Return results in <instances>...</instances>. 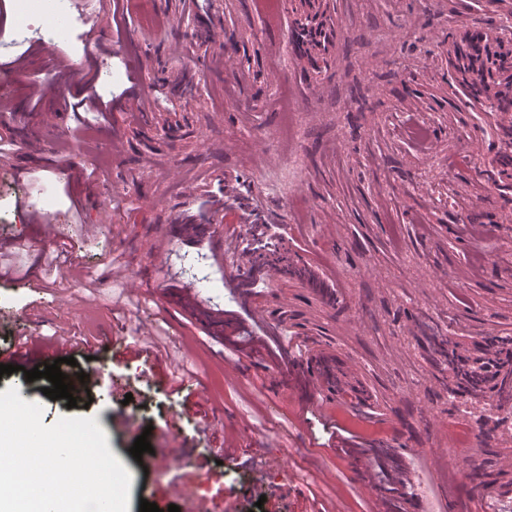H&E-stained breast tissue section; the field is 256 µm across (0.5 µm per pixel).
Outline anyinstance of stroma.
<instances>
[{
	"label": "stroma",
	"mask_w": 512,
	"mask_h": 512,
	"mask_svg": "<svg viewBox=\"0 0 512 512\" xmlns=\"http://www.w3.org/2000/svg\"><path fill=\"white\" fill-rule=\"evenodd\" d=\"M95 2L92 36L52 6L33 15L55 32V61L0 48V91L28 117L0 127V348L27 338L29 370L67 335L98 372L86 407L50 400L47 379L25 384L43 424L95 419L132 476L128 512H166L182 477L214 512H512V412L478 443L482 407L449 402L428 343L512 334V177L498 161L512 113L464 106L449 62L465 34L512 38V0H315L318 70L294 47L300 0H279L273 21L262 0H149L158 30L135 0ZM64 64L80 78L64 82ZM35 80L48 89L36 103ZM93 87L109 112H71ZM32 207L57 240L37 238ZM257 236L283 260L246 295ZM249 315L286 360L220 335ZM145 327L161 347L121 354ZM177 363L179 384L165 379ZM458 422L471 435L459 447ZM241 430L249 442L226 452Z\"/></svg>",
	"instance_id": "1"
}]
</instances>
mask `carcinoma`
I'll return each mask as SVG.
<instances>
[{
  "label": "carcinoma",
  "instance_id": "carcinoma-1",
  "mask_svg": "<svg viewBox=\"0 0 512 512\" xmlns=\"http://www.w3.org/2000/svg\"><path fill=\"white\" fill-rule=\"evenodd\" d=\"M316 15L302 11L294 20L300 50L310 59H324L326 44L313 27ZM459 86L471 105L487 112H512V47L482 34L469 35L454 48ZM499 163L512 169V127L504 132ZM435 353L448 369V396L466 398L483 410H512V336L490 334L467 347L445 336H431Z\"/></svg>",
  "mask_w": 512,
  "mask_h": 512
}]
</instances>
